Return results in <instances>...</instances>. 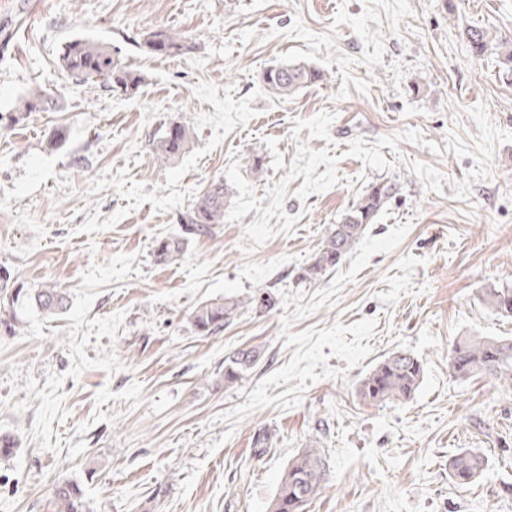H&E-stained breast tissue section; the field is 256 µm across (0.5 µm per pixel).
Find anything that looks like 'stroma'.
Instances as JSON below:
<instances>
[{"instance_id": "stroma-1", "label": "stroma", "mask_w": 512, "mask_h": 512, "mask_svg": "<svg viewBox=\"0 0 512 512\" xmlns=\"http://www.w3.org/2000/svg\"><path fill=\"white\" fill-rule=\"evenodd\" d=\"M468 26L493 37L483 57ZM161 27L192 50L147 53ZM75 37L111 46L143 74L138 92L69 77ZM502 43L512 0H0V113L37 87L60 100L0 130V269L68 296L55 315L0 300V432L18 442L0 459V512H45L68 482L85 512H270L313 439L327 476L306 512H512V388L448 372L453 340L512 337L482 299L512 289ZM295 61L324 81L267 91L264 71ZM177 121L194 138L167 164L154 140ZM215 178L223 223L158 262ZM374 182L396 192L364 237L301 282ZM223 298L238 314L199 335L193 311ZM252 346L260 363L225 386V357ZM399 349L423 363L413 397L359 400ZM463 450L487 459L468 485L449 474Z\"/></svg>"}]
</instances>
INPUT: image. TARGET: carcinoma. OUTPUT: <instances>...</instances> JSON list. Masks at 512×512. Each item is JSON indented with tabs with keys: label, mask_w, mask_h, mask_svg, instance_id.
<instances>
[{
	"label": "carcinoma",
	"mask_w": 512,
	"mask_h": 512,
	"mask_svg": "<svg viewBox=\"0 0 512 512\" xmlns=\"http://www.w3.org/2000/svg\"><path fill=\"white\" fill-rule=\"evenodd\" d=\"M473 56L480 57L489 49L486 30L470 27L465 30ZM148 53L172 56L190 48L181 33L166 28L151 32L145 41ZM61 66L79 82H100L124 94L134 93L142 78L112 55V48L88 38H74L65 45ZM267 90L286 98L300 89L324 81L317 68L301 62L280 63L266 69L262 76ZM57 101L52 93L37 88L21 98L13 110L0 116V121L12 127L24 121L32 112H51ZM192 140V129L182 121L170 124L154 144L158 158L174 162L186 151ZM395 191L391 183H372L363 196L343 214L340 222L328 232L321 248L302 269L300 280L316 283L339 266L346 255L365 235L378 211ZM228 190L224 180L211 181L192 209L180 216L181 233L163 238L155 251L161 260L176 257L185 249L192 236L211 232L216 224L224 223V207ZM7 272L0 273V296L13 307L28 306L44 313L57 314L67 308V294L59 288L30 289L22 285L8 286ZM484 301L501 315L512 314V289L490 288ZM240 303L232 299L205 302L192 315L195 329L204 336L224 330V325L238 313ZM261 360V352L251 347L240 349L224 360V385L239 383L245 374ZM448 368L456 379L467 380L483 374L512 386V339L465 336L448 350ZM423 377V364L414 354L396 351L380 361L358 383L357 394L367 402L383 403L404 400L417 390ZM485 470L484 458L473 452H461L449 462L452 479L459 484L477 480ZM326 477L322 453L311 445L289 463L281 479L272 512H305L309 502L319 494ZM84 491L78 483L59 487L48 503L49 512H82Z\"/></svg>",
	"instance_id": "1"
}]
</instances>
